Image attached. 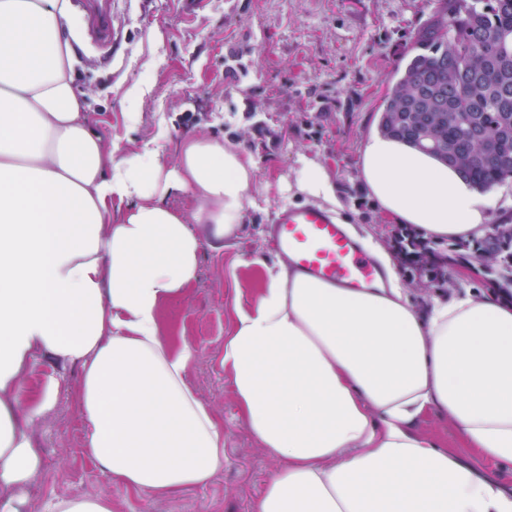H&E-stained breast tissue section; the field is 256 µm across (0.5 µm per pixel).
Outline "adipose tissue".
<instances>
[{
	"mask_svg": "<svg viewBox=\"0 0 512 512\" xmlns=\"http://www.w3.org/2000/svg\"><path fill=\"white\" fill-rule=\"evenodd\" d=\"M67 0H0V512H18L42 466L22 384L40 357L81 370L84 448L150 497L224 466V421L188 380L196 348L163 335L159 311L223 252L253 205L257 163L189 135L158 149L104 145L63 38ZM358 174L385 216L436 242L482 239L497 197L411 144L370 135ZM297 193L337 210L325 166L301 158ZM185 197L191 215L171 200ZM363 246L386 280L343 288L269 266L224 339L240 416L277 468L249 512H512V490L438 447L437 411L485 462L512 465V304L468 287L416 307L396 260Z\"/></svg>",
	"mask_w": 512,
	"mask_h": 512,
	"instance_id": "ef3b65f1",
	"label": "adipose tissue"
}]
</instances>
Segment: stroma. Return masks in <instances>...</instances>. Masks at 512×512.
<instances>
[{"label": "stroma", "instance_id": "35a3bbf8", "mask_svg": "<svg viewBox=\"0 0 512 512\" xmlns=\"http://www.w3.org/2000/svg\"><path fill=\"white\" fill-rule=\"evenodd\" d=\"M68 2L79 23L73 74L104 140L128 153L154 143L171 163L184 136L225 138L257 161L258 206L235 244L221 253L203 248L197 280L161 310L166 334L197 348L189 379L224 420L223 470L167 498L116 484L82 450L72 398L79 369L42 358L24 383L28 407L38 404L48 378L60 379L61 387L55 412L33 423L43 466L21 512L103 492L111 493L114 512H248L276 469L240 420L222 364L238 310L254 304L265 284L263 268L249 258L277 259L266 230L279 209L306 205L284 189L304 156L326 167L344 199L343 216L358 233L396 252L402 227L361 185L357 159L435 0H112L115 38L104 49L87 35L80 0ZM135 84L141 93L132 99L126 92ZM419 429L475 462L445 415L429 413Z\"/></svg>", "mask_w": 512, "mask_h": 512}]
</instances>
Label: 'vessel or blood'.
<instances>
[{"mask_svg": "<svg viewBox=\"0 0 512 512\" xmlns=\"http://www.w3.org/2000/svg\"><path fill=\"white\" fill-rule=\"evenodd\" d=\"M89 28L100 42L112 38V0H83ZM279 253L300 271L351 288L371 287L381 267L327 211L298 206L281 210L268 230Z\"/></svg>", "mask_w": 512, "mask_h": 512, "instance_id": "obj_1", "label": "vessel or blood"}]
</instances>
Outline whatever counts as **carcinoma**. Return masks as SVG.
Masks as SVG:
<instances>
[{"label":"carcinoma","instance_id":"1","mask_svg":"<svg viewBox=\"0 0 512 512\" xmlns=\"http://www.w3.org/2000/svg\"><path fill=\"white\" fill-rule=\"evenodd\" d=\"M413 49L386 94L379 129L413 145L418 130H437L452 165L479 191L512 180V0H437ZM460 247L488 280L512 289V236L494 256L481 253L479 240Z\"/></svg>","mask_w":512,"mask_h":512}]
</instances>
